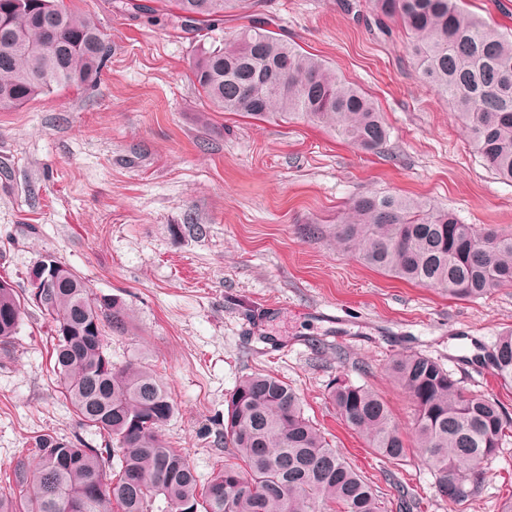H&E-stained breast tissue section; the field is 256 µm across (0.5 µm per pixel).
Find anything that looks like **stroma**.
<instances>
[{"instance_id": "stroma-1", "label": "stroma", "mask_w": 512, "mask_h": 512, "mask_svg": "<svg viewBox=\"0 0 512 512\" xmlns=\"http://www.w3.org/2000/svg\"><path fill=\"white\" fill-rule=\"evenodd\" d=\"M111 52L94 85L0 108V278L24 291L44 254L76 271L98 300L118 299L114 363L152 368L175 404L161 435L201 478L224 464V418L256 372L288 382L306 417L375 482L384 512H504L512 502V430L465 510L411 453L394 465L351 431L329 396L345 378L378 393L402 431L409 396L395 356L440 361L468 390L512 416V388L484 358L512 330V286L458 300L373 271L332 232L352 200L409 196L475 229L512 234V180L486 169L448 104L420 78L406 35L380 31L366 0H251L289 42L366 91L391 128L365 154L326 128L241 118L194 82L203 50L170 18L117 0H73ZM52 331L35 306L0 353V486L31 439L82 435L53 372Z\"/></svg>"}]
</instances>
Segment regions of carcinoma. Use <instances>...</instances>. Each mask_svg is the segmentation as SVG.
<instances>
[{
    "label": "carcinoma",
    "instance_id": "carcinoma-1",
    "mask_svg": "<svg viewBox=\"0 0 512 512\" xmlns=\"http://www.w3.org/2000/svg\"><path fill=\"white\" fill-rule=\"evenodd\" d=\"M243 0H123L153 21L167 4L191 38L224 29ZM410 38L421 79L449 102L482 163L512 179V41L465 12L458 0H370ZM0 107L25 104L56 86L97 82L110 46L96 23L66 0H0ZM233 36L194 62L195 79L218 109L255 120L323 126L365 152L388 141L374 101L324 60L282 38L272 23L243 16ZM336 245L365 266L438 288L461 299L512 286V236L477 231L427 202L393 194L355 198L333 232ZM38 309L54 325L53 371L61 394L94 446L51 432L33 438L35 465L22 460L14 485L0 486V512H383L371 482L330 446L304 416L287 382L254 373L235 387L224 418V467L202 483L160 429L175 406L157 374L118 366L104 328L122 333L128 312L90 297L83 279L62 265ZM27 297L0 280V347L17 335ZM512 387V331L500 336L490 365ZM393 381L414 407L411 436L383 399L346 380L330 400L346 425L390 463L418 449L439 492L456 506L477 496L485 463L512 426L500 404L468 393L437 361L401 355Z\"/></svg>",
    "mask_w": 512,
    "mask_h": 512
}]
</instances>
